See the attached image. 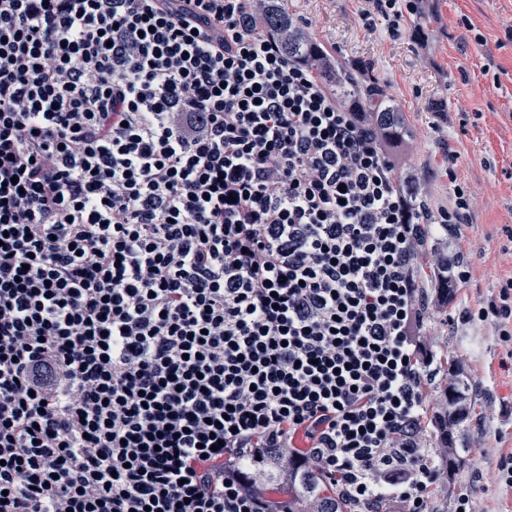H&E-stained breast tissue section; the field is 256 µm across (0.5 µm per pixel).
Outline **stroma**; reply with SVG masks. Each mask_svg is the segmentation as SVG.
Masks as SVG:
<instances>
[{
    "instance_id": "1",
    "label": "stroma",
    "mask_w": 512,
    "mask_h": 512,
    "mask_svg": "<svg viewBox=\"0 0 512 512\" xmlns=\"http://www.w3.org/2000/svg\"><path fill=\"white\" fill-rule=\"evenodd\" d=\"M365 9L373 26L361 18ZM288 11L405 112L432 207L448 205L455 185L472 193L469 223L448 245L471 268L457 304L478 310L512 279V0H421L397 23L370 0H288ZM450 149L453 168L444 158ZM426 326L437 359L451 357L456 383L478 392L474 413L459 425L456 479L478 488L486 512H512V493L496 479L499 451H512V414L502 413L512 407V359L489 323L456 325L431 311Z\"/></svg>"
}]
</instances>
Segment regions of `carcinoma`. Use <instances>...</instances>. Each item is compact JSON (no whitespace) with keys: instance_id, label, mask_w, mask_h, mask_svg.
Wrapping results in <instances>:
<instances>
[{"instance_id":"1","label":"carcinoma","mask_w":512,"mask_h":512,"mask_svg":"<svg viewBox=\"0 0 512 512\" xmlns=\"http://www.w3.org/2000/svg\"><path fill=\"white\" fill-rule=\"evenodd\" d=\"M256 29L261 33L276 32L281 35L283 49L293 59H305L313 49L319 48L307 32L294 17L288 13L287 0H278L274 8L266 15L257 18ZM325 72L330 78L329 90L341 101H357L365 112L380 113V121L391 126V130L405 138L410 133L407 118L392 101L384 95L379 86L361 81L351 71L342 59L330 52H325ZM433 252L432 241H427L422 247V259L424 263L419 271V287L435 286L431 268L425 263L430 253ZM298 496L319 495L323 498L325 487L313 478L303 477L296 487Z\"/></svg>"}]
</instances>
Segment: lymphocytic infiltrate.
Listing matches in <instances>:
<instances>
[{"mask_svg":"<svg viewBox=\"0 0 512 512\" xmlns=\"http://www.w3.org/2000/svg\"><path fill=\"white\" fill-rule=\"evenodd\" d=\"M267 3L0 0V512H324L301 475L485 512L451 481L468 394L426 388L473 198L401 193L398 138ZM474 320L512 342V279Z\"/></svg>","mask_w":512,"mask_h":512,"instance_id":"f902f5d3","label":"lymphocytic infiltrate"}]
</instances>
